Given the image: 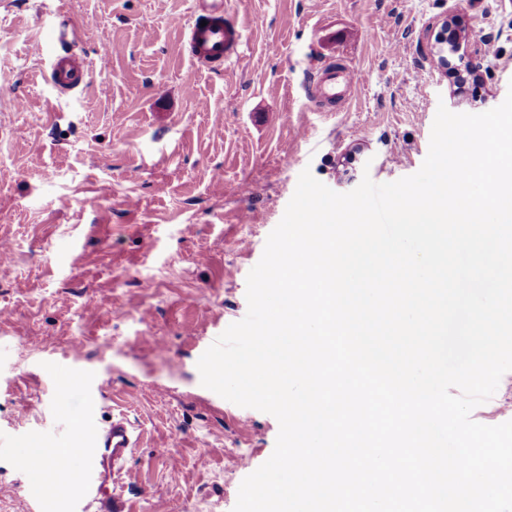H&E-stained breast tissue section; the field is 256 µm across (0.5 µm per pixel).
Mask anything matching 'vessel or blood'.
<instances>
[{
    "instance_id": "1",
    "label": "vessel or blood",
    "mask_w": 512,
    "mask_h": 512,
    "mask_svg": "<svg viewBox=\"0 0 512 512\" xmlns=\"http://www.w3.org/2000/svg\"><path fill=\"white\" fill-rule=\"evenodd\" d=\"M192 58L214 67L237 56L241 34L234 24L224 20V0H192L190 20L184 26ZM54 49L47 81L58 92L67 94L81 89L86 81L84 58L75 47L77 37L72 26L57 24L49 40ZM357 74L350 64L328 62L310 78L314 98L332 103L351 92ZM91 455L80 466L54 465L34 512H58L59 487L72 488L74 512H125L116 475L124 469L136 445L134 435L124 418H113L107 425L87 429Z\"/></svg>"
}]
</instances>
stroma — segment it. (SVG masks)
<instances>
[{"label":"stroma","mask_w":512,"mask_h":512,"mask_svg":"<svg viewBox=\"0 0 512 512\" xmlns=\"http://www.w3.org/2000/svg\"><path fill=\"white\" fill-rule=\"evenodd\" d=\"M191 7L0 0V512L40 496L26 442L70 447L85 413L135 428L130 512H233L279 424L205 388L197 362L245 317L300 173L339 193L412 175L439 106L482 113L512 90V0H224L243 45L220 72L185 48ZM448 15L485 42L460 88L431 56ZM63 20L88 68L67 96L40 48ZM333 58L358 82L319 112L304 86Z\"/></svg>","instance_id":"35a3bbf8"}]
</instances>
